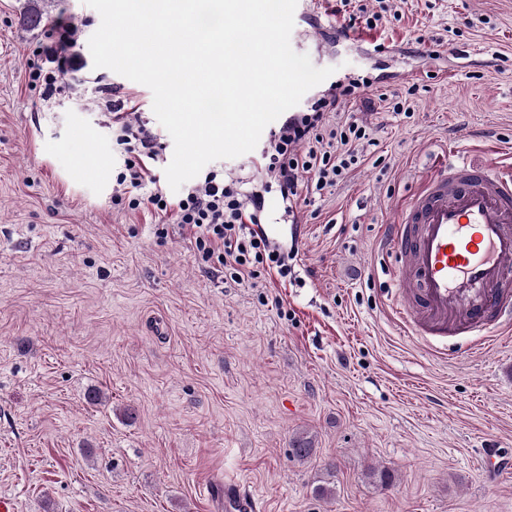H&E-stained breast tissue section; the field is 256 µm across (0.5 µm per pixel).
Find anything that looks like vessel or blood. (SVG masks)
Masks as SVG:
<instances>
[{
	"instance_id": "vessel-or-blood-1",
	"label": "vessel or blood",
	"mask_w": 512,
	"mask_h": 512,
	"mask_svg": "<svg viewBox=\"0 0 512 512\" xmlns=\"http://www.w3.org/2000/svg\"><path fill=\"white\" fill-rule=\"evenodd\" d=\"M407 279L398 313L412 335L492 337L512 326V171L443 166L389 226ZM224 512H262L240 480L216 486Z\"/></svg>"
}]
</instances>
